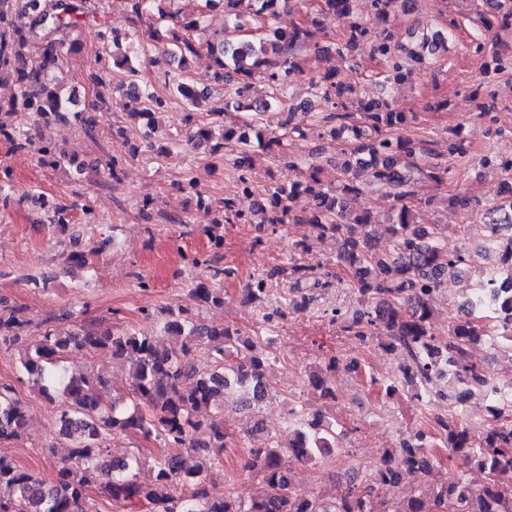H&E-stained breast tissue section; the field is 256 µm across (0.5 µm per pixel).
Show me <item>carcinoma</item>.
I'll list each match as a JSON object with an SVG mask.
<instances>
[{
  "instance_id": "1",
  "label": "carcinoma",
  "mask_w": 512,
  "mask_h": 512,
  "mask_svg": "<svg viewBox=\"0 0 512 512\" xmlns=\"http://www.w3.org/2000/svg\"><path fill=\"white\" fill-rule=\"evenodd\" d=\"M354 2L200 0L197 18L176 29L166 23L179 14L163 7L174 0H128V20L134 25L152 22V35L162 44L163 55L178 59L179 72H164L165 88L192 111L207 105V115L223 124L220 143L211 151L234 144L232 167L244 187H249L256 170L257 145L267 151L277 147L274 158H286L289 165L301 169L293 185L271 186L269 205H260L249 217L236 209L232 198L213 204L196 190L191 178L183 176V186L196 193L208 227L218 228L232 218L260 228L307 224L318 238H336V269L346 273L356 302L346 309H332L331 320L341 323L343 331L361 344L385 338L381 347L399 363L398 376L384 384L386 397L406 392L423 402L434 395L450 408L471 399L493 401L482 444L471 442L468 428L454 415H437L432 429L416 428L386 449L370 483L350 482L339 499L327 502L301 494L292 484L288 467L294 462L315 464L339 447L336 419L327 420L318 411L310 419L296 420V429L286 441L250 449L251 466L265 486L260 496L248 503L232 496L212 498L204 486V466L188 471L182 458L202 454L208 462H222L227 445L224 404L238 393L250 394L254 387L269 390L276 363L275 357L265 353L271 339L244 336L229 326L201 324L185 317L182 310L169 312L164 336L135 329L103 330L89 323L70 330L50 325L30 339L25 335L31 323L25 310L0 301V348L24 344L20 371L46 399H62L59 433L69 442L67 454L56 463L48 482L0 453V512H92L88 490L100 478L112 505L146 502L154 506L153 512H442L448 507L453 512H512V424L504 418L508 400L496 395V378L470 354L471 346L493 331L502 347L512 350V293L502 296L486 315H448L444 337L432 329L433 301L440 288L470 272L484 253L508 255L499 269L512 271V246L499 239V225L512 223V163L492 154L482 158L484 165L500 169L509 185L495 203L482 207L461 191L446 198L465 217L482 214L485 229L482 249L448 252L441 246L448 225L423 219L437 204V196L421 197L416 186L453 182L470 160L463 140L454 133L448 136L453 164L432 161V141L415 130L414 114L398 110L384 98L363 97L359 82L339 72L312 84L321 108L303 113V120L296 121L284 94L288 77L305 72L306 52H333L351 73L356 71L357 54L364 52L383 65L376 77L386 87L401 82L407 71L434 66L464 27V16L450 12L440 27L417 33L409 45L403 43L390 18L398 11L409 12L415 0H367L368 16L355 17L348 32L336 39L308 21L314 11L351 16ZM493 2L492 14L468 19L476 32L464 45L469 55L482 61L485 79L512 75V66L490 67L500 59L512 61L511 44L491 45L483 38L494 24L512 29V0ZM106 8L107 0H0V86L16 90L12 99L0 101V136L16 150L34 149L44 167L64 163V151L55 142L37 144L17 133L5 116L22 109L36 124L63 129L76 121L89 133L96 130L101 112L109 107L102 90L111 87L112 67H124L134 76L133 62L143 53L135 34L125 43L113 40L114 50L104 51L88 76L97 102L84 112L71 110L70 99L63 94L64 54L77 47L74 32L98 24ZM219 8L224 12L223 32L211 38L195 37L207 13ZM282 11L290 16L286 28L275 25ZM34 42L42 46L37 59L30 55ZM203 50L212 59V69L207 82L200 83L189 78L186 64ZM257 76L268 82V99L246 105ZM128 89L133 95L127 97L125 107L133 118H151L166 107L162 96L134 79ZM240 109L252 112L244 119L247 124L264 121L270 112L284 115L278 122L281 134L267 139L260 130L257 143H252L237 128L224 125V115ZM315 131L351 145L342 150V159L327 162L336 170L328 182L324 166L313 160L299 163L283 151L284 141ZM214 132L213 123L208 122L195 127L188 140L208 144ZM375 187L383 191L391 210L388 230L394 246L388 250L376 243L371 212L349 208L352 198ZM189 297L199 307L224 306L222 288L199 285ZM201 349L209 365L198 370L193 359ZM76 350L109 351L124 363L130 376L127 394L108 403L103 379L67 374L61 362ZM359 368L355 357L333 356L310 375L309 383L319 397L334 400L336 372ZM27 421V411L13 388L1 386L0 445L22 438ZM118 431L161 437L169 445L170 451L153 459L150 481L137 479L144 465L140 456L115 460L106 454L108 437ZM433 447L465 457L473 464L469 475L457 482L440 480L424 493L397 503L376 497V486L397 483L404 468L433 470Z\"/></svg>"
}]
</instances>
